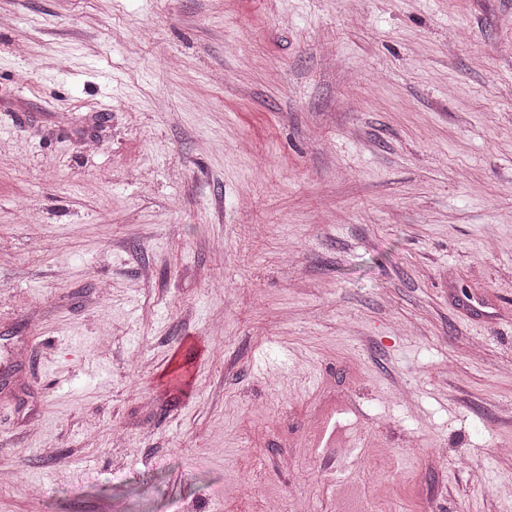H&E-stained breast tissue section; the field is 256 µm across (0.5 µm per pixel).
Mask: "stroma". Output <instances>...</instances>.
Segmentation results:
<instances>
[{"mask_svg":"<svg viewBox=\"0 0 512 512\" xmlns=\"http://www.w3.org/2000/svg\"><path fill=\"white\" fill-rule=\"evenodd\" d=\"M271 499L512 512V0H0V512Z\"/></svg>","mask_w":512,"mask_h":512,"instance_id":"obj_1","label":"stroma"}]
</instances>
